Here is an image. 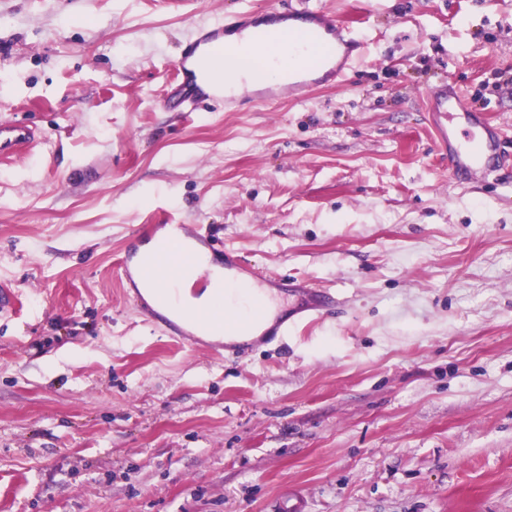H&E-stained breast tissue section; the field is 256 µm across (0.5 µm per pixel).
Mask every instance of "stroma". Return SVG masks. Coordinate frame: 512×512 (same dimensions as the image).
Listing matches in <instances>:
<instances>
[{
  "label": "stroma",
  "instance_id": "obj_1",
  "mask_svg": "<svg viewBox=\"0 0 512 512\" xmlns=\"http://www.w3.org/2000/svg\"><path fill=\"white\" fill-rule=\"evenodd\" d=\"M307 5L340 82L166 107L193 24ZM447 79L512 148V0H0V512H512V176H449ZM168 224L338 305L191 348L121 279ZM299 16L308 25V35L315 41L328 46L326 54L325 71L321 76L313 77L311 69L301 63L297 70L288 79V85L279 87L278 94L265 93L266 98L293 95L298 92L309 91L325 83H334L339 77L345 75L352 61L360 57L366 42L360 38L358 32L345 20L336 15L316 8H293L280 14L282 18ZM35 141V133L26 124L11 122L0 125V160H7L25 151Z\"/></svg>",
  "mask_w": 512,
  "mask_h": 512
}]
</instances>
